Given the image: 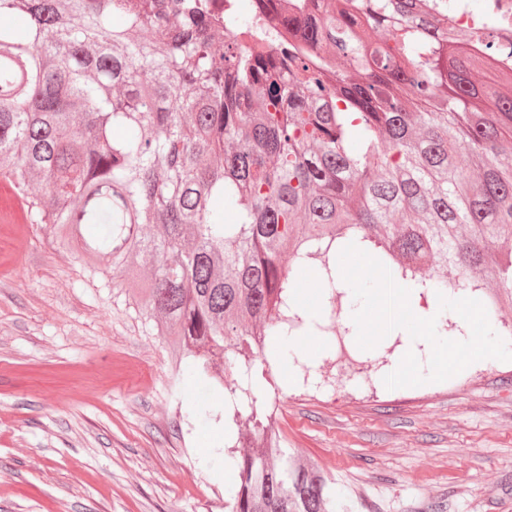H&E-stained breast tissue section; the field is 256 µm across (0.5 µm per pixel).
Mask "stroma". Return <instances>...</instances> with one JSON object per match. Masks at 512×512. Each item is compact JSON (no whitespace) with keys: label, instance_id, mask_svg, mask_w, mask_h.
Here are the masks:
<instances>
[{"label":"stroma","instance_id":"stroma-1","mask_svg":"<svg viewBox=\"0 0 512 512\" xmlns=\"http://www.w3.org/2000/svg\"><path fill=\"white\" fill-rule=\"evenodd\" d=\"M408 338L266 346L275 446L354 512H512V361L386 388ZM224 394L44 225L0 223V512H225Z\"/></svg>","mask_w":512,"mask_h":512}]
</instances>
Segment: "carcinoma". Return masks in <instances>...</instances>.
I'll return each mask as SVG.
<instances>
[{
	"label": "carcinoma",
	"mask_w": 512,
	"mask_h": 512,
	"mask_svg": "<svg viewBox=\"0 0 512 512\" xmlns=\"http://www.w3.org/2000/svg\"><path fill=\"white\" fill-rule=\"evenodd\" d=\"M347 2L283 15L282 50L259 16L216 28L211 0H0V181L200 376L244 358L227 391L253 437L224 455L227 512H352L260 418L251 363L297 335L295 273L319 262L329 302L357 308L336 264L353 243L434 300L475 297L512 238V64L448 33V0L432 32L396 0ZM497 257L512 302V248Z\"/></svg>",
	"instance_id": "cac0c4a2"
}]
</instances>
